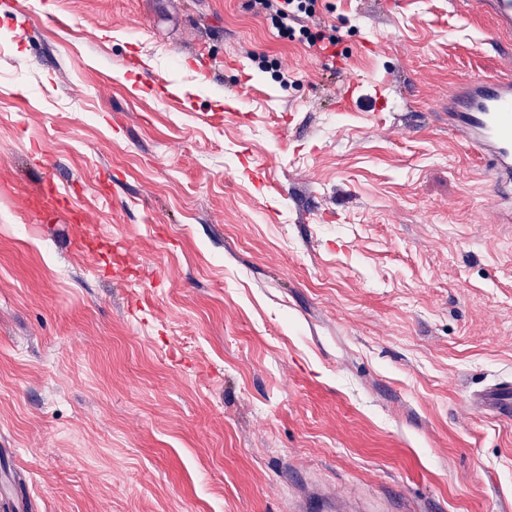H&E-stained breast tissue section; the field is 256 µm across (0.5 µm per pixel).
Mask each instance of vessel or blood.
<instances>
[{"label":"vessel or blood","instance_id":"1","mask_svg":"<svg viewBox=\"0 0 512 512\" xmlns=\"http://www.w3.org/2000/svg\"><path fill=\"white\" fill-rule=\"evenodd\" d=\"M493 20L497 35H512V0H475ZM448 130L461 134L491 174L496 203L512 222V74L476 76L448 96ZM482 404L501 420H512V381L496 383Z\"/></svg>","mask_w":512,"mask_h":512}]
</instances>
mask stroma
I'll list each match as a JSON object with an SVG mask.
<instances>
[{
	"instance_id": "1",
	"label": "stroma",
	"mask_w": 512,
	"mask_h": 512,
	"mask_svg": "<svg viewBox=\"0 0 512 512\" xmlns=\"http://www.w3.org/2000/svg\"><path fill=\"white\" fill-rule=\"evenodd\" d=\"M0 0V512H512V224L465 0ZM53 170L58 198L39 203ZM315 0H249L248 7L256 15L264 16L272 25L285 34H294L292 23L300 25L299 33L307 36L309 47H315L319 52H325L336 45V36L322 26L312 21L316 34L304 25L306 19L316 17ZM448 131L483 160L503 217L512 222V74L471 77L448 95ZM481 402L498 419L511 421L512 381L502 380L496 383Z\"/></svg>"
}]
</instances>
